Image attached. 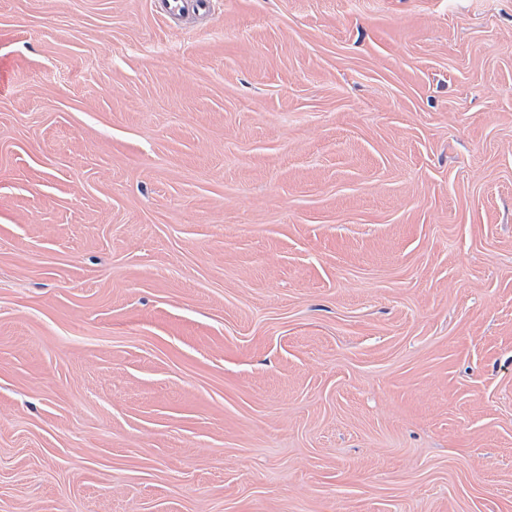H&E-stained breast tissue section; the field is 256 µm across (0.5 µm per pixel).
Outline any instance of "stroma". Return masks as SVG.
<instances>
[{"instance_id": "stroma-1", "label": "stroma", "mask_w": 512, "mask_h": 512, "mask_svg": "<svg viewBox=\"0 0 512 512\" xmlns=\"http://www.w3.org/2000/svg\"><path fill=\"white\" fill-rule=\"evenodd\" d=\"M0 512H512V0H0ZM157 12L168 22L204 18L213 9V0H155Z\"/></svg>"}]
</instances>
